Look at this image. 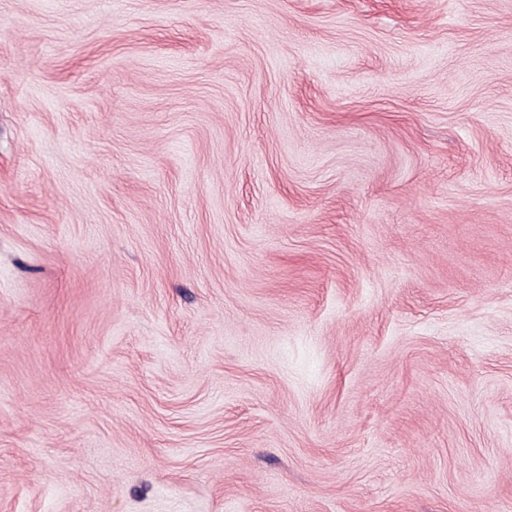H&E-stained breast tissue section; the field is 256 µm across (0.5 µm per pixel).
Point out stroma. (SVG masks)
Returning <instances> with one entry per match:
<instances>
[{
  "label": "stroma",
  "instance_id": "stroma-1",
  "mask_svg": "<svg viewBox=\"0 0 512 512\" xmlns=\"http://www.w3.org/2000/svg\"><path fill=\"white\" fill-rule=\"evenodd\" d=\"M0 512H512V0H0Z\"/></svg>",
  "mask_w": 512,
  "mask_h": 512
}]
</instances>
